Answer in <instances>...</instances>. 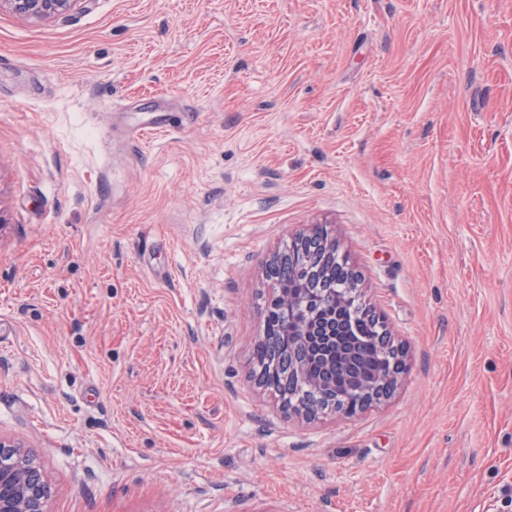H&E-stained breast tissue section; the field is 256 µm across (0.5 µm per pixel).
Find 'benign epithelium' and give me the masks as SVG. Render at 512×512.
<instances>
[{
	"label": "benign epithelium",
	"mask_w": 512,
	"mask_h": 512,
	"mask_svg": "<svg viewBox=\"0 0 512 512\" xmlns=\"http://www.w3.org/2000/svg\"><path fill=\"white\" fill-rule=\"evenodd\" d=\"M76 2L78 0H0V7L7 6L23 16L45 18L70 9ZM281 259L282 254H275L266 268L267 280L274 289L271 301L294 305L298 299L278 288L275 266ZM384 336L386 347L397 354L398 365L407 368L406 345L387 332ZM312 358L322 360L321 373L316 377L307 369L308 360ZM360 364L357 350L344 345L336 324L316 317L298 327L293 349L288 355L289 374L297 385L330 394L334 379L342 376L351 385L360 387L361 399L368 409L393 395L403 373L392 365L377 374L373 381L362 383L359 379ZM46 486L48 483L36 460L21 445L0 438V512H48L47 502L42 496Z\"/></svg>",
	"instance_id": "7a95c632"
}]
</instances>
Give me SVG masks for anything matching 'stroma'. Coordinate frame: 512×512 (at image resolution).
Here are the masks:
<instances>
[{
	"label": "stroma",
	"instance_id": "35a3bbf8",
	"mask_svg": "<svg viewBox=\"0 0 512 512\" xmlns=\"http://www.w3.org/2000/svg\"><path fill=\"white\" fill-rule=\"evenodd\" d=\"M0 216L49 512H512V0L2 8ZM316 225L409 361L306 421L250 355ZM382 333L386 341V346L382 348L385 351L391 348L396 352L397 363L403 368V371L397 372L394 364H392L388 369L377 374L372 382H362L359 390L366 409L388 400L397 389L407 368L408 349L406 345L391 336L386 328L383 329Z\"/></svg>",
	"mask_w": 512,
	"mask_h": 512
}]
</instances>
